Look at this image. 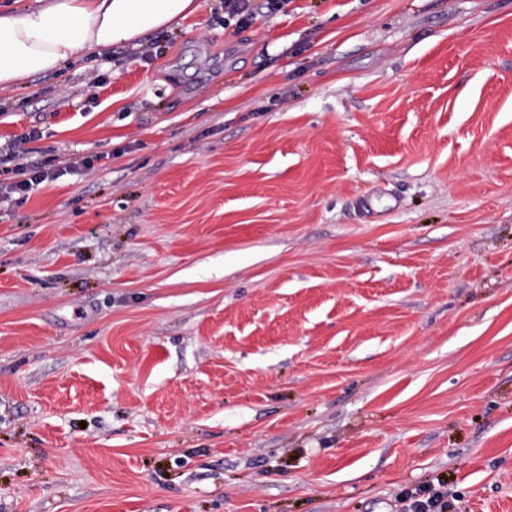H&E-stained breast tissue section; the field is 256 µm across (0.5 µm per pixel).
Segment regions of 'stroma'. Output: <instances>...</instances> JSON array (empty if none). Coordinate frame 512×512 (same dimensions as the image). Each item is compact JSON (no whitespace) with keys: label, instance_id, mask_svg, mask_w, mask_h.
<instances>
[{"label":"stroma","instance_id":"1","mask_svg":"<svg viewBox=\"0 0 512 512\" xmlns=\"http://www.w3.org/2000/svg\"><path fill=\"white\" fill-rule=\"evenodd\" d=\"M197 3L0 90V512H512V0ZM53 179L54 175H50L48 172H44L41 170L38 171H30L29 178L21 181L12 182L6 185H0V195L6 194L10 195L13 193L24 194L27 192L33 185H39L42 182L46 181L48 178Z\"/></svg>","mask_w":512,"mask_h":512}]
</instances>
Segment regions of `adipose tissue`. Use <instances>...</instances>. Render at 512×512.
<instances>
[{"label":"adipose tissue","instance_id":"ef3b65f1","mask_svg":"<svg viewBox=\"0 0 512 512\" xmlns=\"http://www.w3.org/2000/svg\"><path fill=\"white\" fill-rule=\"evenodd\" d=\"M195 0H24L0 7V89L177 25Z\"/></svg>","mask_w":512,"mask_h":512}]
</instances>
